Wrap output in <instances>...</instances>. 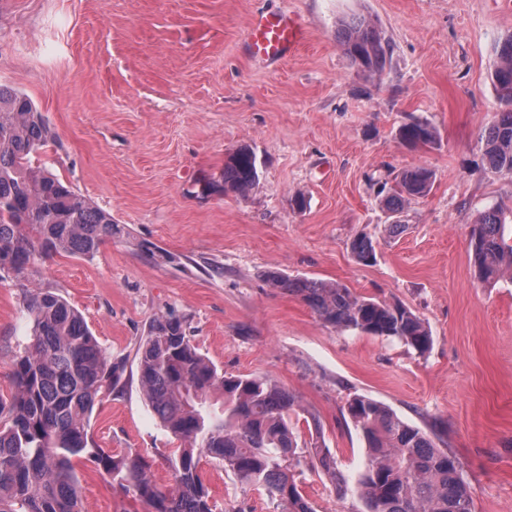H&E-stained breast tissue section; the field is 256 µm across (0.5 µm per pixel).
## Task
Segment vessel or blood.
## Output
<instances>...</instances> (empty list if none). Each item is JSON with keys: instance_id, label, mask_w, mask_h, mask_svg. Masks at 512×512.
Masks as SVG:
<instances>
[{"instance_id": "vessel-or-blood-1", "label": "vessel or blood", "mask_w": 512, "mask_h": 512, "mask_svg": "<svg viewBox=\"0 0 512 512\" xmlns=\"http://www.w3.org/2000/svg\"><path fill=\"white\" fill-rule=\"evenodd\" d=\"M303 37L301 25L288 13L261 12L252 18L246 42L254 61L275 63L285 59Z\"/></svg>"}]
</instances>
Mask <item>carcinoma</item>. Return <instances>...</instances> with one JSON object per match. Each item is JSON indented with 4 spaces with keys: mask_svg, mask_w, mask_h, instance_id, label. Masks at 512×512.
Instances as JSON below:
<instances>
[{
    "mask_svg": "<svg viewBox=\"0 0 512 512\" xmlns=\"http://www.w3.org/2000/svg\"><path fill=\"white\" fill-rule=\"evenodd\" d=\"M337 39L353 64L375 75L384 72L389 45L370 22L340 21ZM490 80L504 110L484 129L481 142L489 170L508 175L512 37L500 46ZM398 135L411 148L436 141L433 127L420 120L403 124ZM52 140L33 100L0 83V266L10 265L17 275L38 258L92 257L116 233L112 215L39 163ZM257 178L256 156L242 146L224 162L222 190L243 191ZM433 182L431 169H407L384 205L398 213ZM504 214L494 204L471 225L474 275L484 284L495 281L503 267L512 268ZM351 252L365 265L376 259L364 232L351 241ZM269 280L338 329L395 340L420 354L431 348L428 328L401 303L359 297L339 284L275 273ZM25 310L29 343L12 360L10 396L0 395V512H86L77 474L82 458L93 460L113 489L148 505L149 512H214L198 471L202 455L222 464L241 489L266 495L285 512H316L296 479L305 459L338 495L357 497L362 512H474L459 461L390 408L363 396L347 401L366 450L363 467L347 473L326 445L320 421L295 395L264 376L218 372L171 314L153 320L139 349L140 383L149 406L181 441L170 458L174 488L163 489L142 456H112L89 446L90 415L117 384L121 365L111 361L82 313L51 291L29 293Z\"/></svg>",
    "mask_w": 512,
    "mask_h": 512,
    "instance_id": "obj_1",
    "label": "carcinoma"
}]
</instances>
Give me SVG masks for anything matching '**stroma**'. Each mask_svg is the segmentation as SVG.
<instances>
[{
    "label": "stroma",
    "mask_w": 512,
    "mask_h": 512,
    "mask_svg": "<svg viewBox=\"0 0 512 512\" xmlns=\"http://www.w3.org/2000/svg\"><path fill=\"white\" fill-rule=\"evenodd\" d=\"M262 11L288 12L305 32L267 67L245 41ZM352 16L388 42L382 75L338 44L336 25ZM511 37L512 0H0V81L54 131L46 166L119 227L92 258L38 260L24 283L0 279V394L30 335L25 291L61 295L123 365L93 409L92 446L140 452L172 487L178 442L143 394L137 357L150 322L172 314L220 372L264 375L295 394L344 471L365 461L342 413L362 395L457 458L474 512H512V269L481 286L469 247L471 224L496 203L512 244V178L489 171L479 142L502 109L489 74ZM414 119L435 128V144H399ZM243 145L259 178L222 192L224 162ZM416 165L433 170L430 192L389 212L382 184ZM360 231L373 238V264L352 257ZM271 272L401 302L432 346L420 355L337 330L271 287ZM199 468L219 512H275L211 458ZM77 472L88 512H128L130 498L94 464ZM297 480L317 512L362 510L309 464Z\"/></svg>",
    "instance_id": "35a3bbf8"
}]
</instances>
